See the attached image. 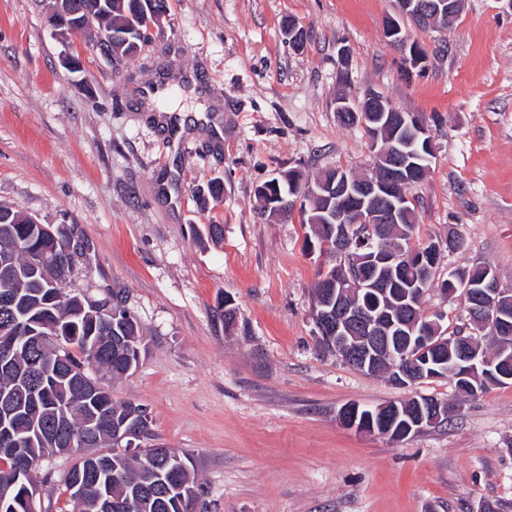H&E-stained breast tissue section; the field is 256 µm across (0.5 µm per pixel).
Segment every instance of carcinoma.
Listing matches in <instances>:
<instances>
[{"instance_id": "obj_1", "label": "carcinoma", "mask_w": 512, "mask_h": 512, "mask_svg": "<svg viewBox=\"0 0 512 512\" xmlns=\"http://www.w3.org/2000/svg\"><path fill=\"white\" fill-rule=\"evenodd\" d=\"M75 19L89 18V24L112 33V48L128 57L143 41L142 32L157 22L167 0H109L104 8L99 0H71ZM401 112L391 113L382 144L391 140L405 142V152L418 153V165L428 167L431 148L421 143L408 146L409 139L396 133ZM339 120L348 126L373 125L374 113L361 105L358 112H347ZM336 169L321 173L312 181L302 180L287 171L258 185L255 198L263 213L292 215L311 227L317 245L334 242L333 225L328 214L336 199L327 198ZM307 205L295 209L294 201ZM418 224L417 207L403 214L402 223L391 225L384 245L395 254L410 252L409 240ZM358 235L351 255L366 258L363 247L370 244V233L356 225ZM78 232L75 226L39 224L32 217L0 207V408L9 406L14 414L4 422L21 438L11 452L0 453V512H30L29 493L33 491L32 470L27 461L67 456L74 463L63 478L71 512H195L201 495L193 464L185 454L155 446L144 454L130 452L129 440L116 439L117 432L136 429L141 440L155 437L147 408L133 403H117L99 383L85 381V366L103 370L114 378L131 374L145 353L146 344L140 326L118 295L97 302H86L65 292V283L73 271ZM435 258L423 266L402 269L401 285L394 293L382 295L369 287L353 294L351 301L367 310L381 328L390 319L407 312L402 301L407 283L420 280L429 289L435 270ZM493 271L487 266L451 271L442 288H456L469 297L470 288H484ZM110 306L115 314H105ZM480 312H469L473 333L457 332L446 336L429 352L447 358L455 352V342L470 340L477 346L484 371L496 369L504 346L512 344L482 329ZM42 336H59L62 345L43 344ZM64 361H59V357ZM94 448L110 452L96 454ZM90 486L82 499L73 498L71 482Z\"/></svg>"}]
</instances>
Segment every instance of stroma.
Segmentation results:
<instances>
[{"label":"stroma","mask_w":512,"mask_h":512,"mask_svg":"<svg viewBox=\"0 0 512 512\" xmlns=\"http://www.w3.org/2000/svg\"><path fill=\"white\" fill-rule=\"evenodd\" d=\"M395 14V0H168L137 53L111 63L95 30L58 36L46 0H0V206L75 226L67 293H119L137 319L138 368L91 376L148 408L157 445L190 454L197 512H512V384L474 397L444 378L403 387L321 348L314 291L335 259L307 248L299 218L260 214L254 196L288 170L369 168L371 143L339 122L336 100L382 93L431 131L414 244L464 240L438 258L424 314L469 332L464 298L441 288L452 269L489 265L512 294V6L464 0L448 27L408 28L425 53L416 67L385 36ZM289 18L307 33L302 48L288 43ZM164 73L207 92L202 120L177 140L140 100ZM214 182L222 199L207 192ZM421 396L455 409L399 441L339 418L353 403ZM70 464L35 468L43 512H64Z\"/></svg>","instance_id":"1"}]
</instances>
